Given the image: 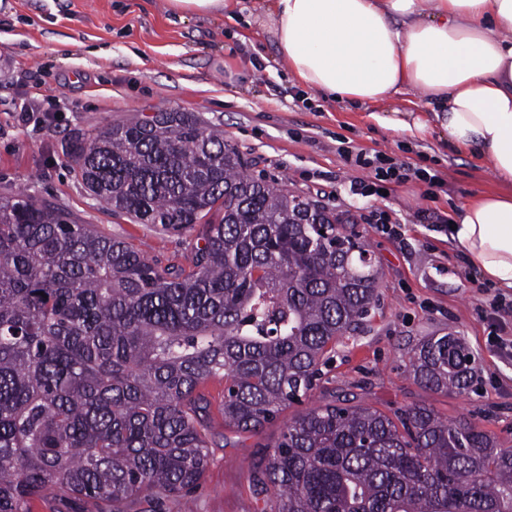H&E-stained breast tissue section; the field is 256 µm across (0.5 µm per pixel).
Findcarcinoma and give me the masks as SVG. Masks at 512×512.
Here are the masks:
<instances>
[{"mask_svg": "<svg viewBox=\"0 0 512 512\" xmlns=\"http://www.w3.org/2000/svg\"><path fill=\"white\" fill-rule=\"evenodd\" d=\"M87 193L164 231L202 225L191 266L161 265L31 193L0 196V512L51 494L78 512L183 501L212 459L209 403L255 436L261 512H512V447L427 405L388 415L307 405L317 366L378 301L380 271L343 219L247 172L192 112H156L65 144ZM411 374L462 394L472 354L421 341Z\"/></svg>", "mask_w": 512, "mask_h": 512, "instance_id": "1", "label": "carcinoma"}]
</instances>
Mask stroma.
<instances>
[{
    "instance_id": "obj_1",
    "label": "stroma",
    "mask_w": 512,
    "mask_h": 512,
    "mask_svg": "<svg viewBox=\"0 0 512 512\" xmlns=\"http://www.w3.org/2000/svg\"><path fill=\"white\" fill-rule=\"evenodd\" d=\"M228 29L223 18L178 19L167 0H0V195L37 194L162 263L190 266L195 232L136 224L94 200L62 144L74 133L156 112L195 113L223 131L250 175L319 201L354 224L372 248L380 301L337 344L311 402L350 393L385 412L424 403L442 417L512 439V354L493 347L481 311L501 292L439 227L464 201L503 191V184L479 159L449 149L412 95L361 107L323 98L290 79L265 29L243 28L238 39ZM258 51L265 62L248 67ZM25 104L44 113L41 124L18 122ZM394 119L422 127L401 132L391 127ZM342 141L434 169L445 188L433 196L411 180L384 197L361 194L371 177L338 155ZM376 209L397 218L398 236L382 235L369 222ZM501 294L512 300L511 289ZM451 331L474 359L472 386L461 395L426 390L410 374L417 344ZM201 391L212 421V461L195 512H259L249 468L297 409L288 407L261 435L239 437L224 431L223 381H207Z\"/></svg>"
}]
</instances>
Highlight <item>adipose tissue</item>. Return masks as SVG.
<instances>
[{
    "label": "adipose tissue",
    "mask_w": 512,
    "mask_h": 512,
    "mask_svg": "<svg viewBox=\"0 0 512 512\" xmlns=\"http://www.w3.org/2000/svg\"><path fill=\"white\" fill-rule=\"evenodd\" d=\"M292 78L354 106L413 94L451 150L512 185V0H266L257 17ZM451 236L512 289V194L464 202Z\"/></svg>",
    "instance_id": "obj_1"
}]
</instances>
